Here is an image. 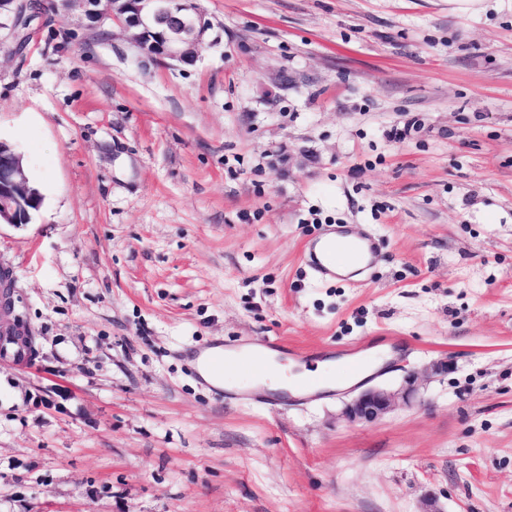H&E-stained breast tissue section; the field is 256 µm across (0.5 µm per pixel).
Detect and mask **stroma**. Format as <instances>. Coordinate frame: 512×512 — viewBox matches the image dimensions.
<instances>
[{
    "mask_svg": "<svg viewBox=\"0 0 512 512\" xmlns=\"http://www.w3.org/2000/svg\"><path fill=\"white\" fill-rule=\"evenodd\" d=\"M198 4L190 65L139 66L109 0L0 36L42 196L0 224L35 343L0 360V512H512V0ZM338 224L365 281L305 258ZM270 339L416 398L351 425L359 386L273 407L192 364Z\"/></svg>",
    "mask_w": 512,
    "mask_h": 512,
    "instance_id": "1",
    "label": "stroma"
}]
</instances>
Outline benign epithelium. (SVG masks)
Returning <instances> with one entry per match:
<instances>
[{
  "mask_svg": "<svg viewBox=\"0 0 512 512\" xmlns=\"http://www.w3.org/2000/svg\"><path fill=\"white\" fill-rule=\"evenodd\" d=\"M26 9L29 17L38 16L44 10V0H0V15L9 13L7 20H0V30L10 29L20 47L26 37L20 34L18 23ZM111 19L122 27L143 63L195 61L210 29L196 0H112ZM40 205V194L31 187L20 156L0 141V224H27L32 219L30 208ZM20 324L14 303L0 311V329L13 332ZM417 381L418 377L410 373L397 391L373 387L360 392L345 405L344 419L350 424L373 422L397 403H410Z\"/></svg>",
  "mask_w": 512,
  "mask_h": 512,
  "instance_id": "7a95c632",
  "label": "benign epithelium"
}]
</instances>
